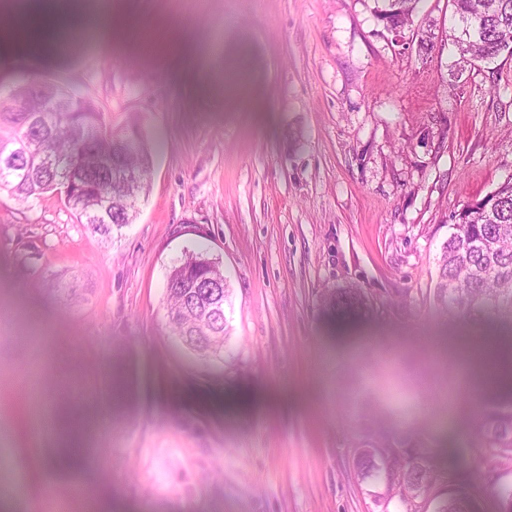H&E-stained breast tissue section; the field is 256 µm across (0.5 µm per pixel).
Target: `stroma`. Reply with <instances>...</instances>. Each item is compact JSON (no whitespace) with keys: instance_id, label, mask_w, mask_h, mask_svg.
I'll return each instance as SVG.
<instances>
[{"instance_id":"35a3bbf8","label":"stroma","mask_w":512,"mask_h":512,"mask_svg":"<svg viewBox=\"0 0 512 512\" xmlns=\"http://www.w3.org/2000/svg\"><path fill=\"white\" fill-rule=\"evenodd\" d=\"M373 6L59 0L87 23L60 59L28 51L25 0H0L18 22L0 80L83 88L155 146L107 243L55 193L0 192V431L29 512L48 486L70 512H399L356 476L374 443L427 456L432 496L463 484L500 512L485 477L512 471L468 444L483 402L457 348L512 329L444 316L433 289L454 215L512 180V57L455 76L448 0L398 34ZM199 247L231 289L219 358L166 327L167 275ZM348 286L367 311L330 321L323 294ZM32 367L92 454L56 463L18 392Z\"/></svg>"}]
</instances>
